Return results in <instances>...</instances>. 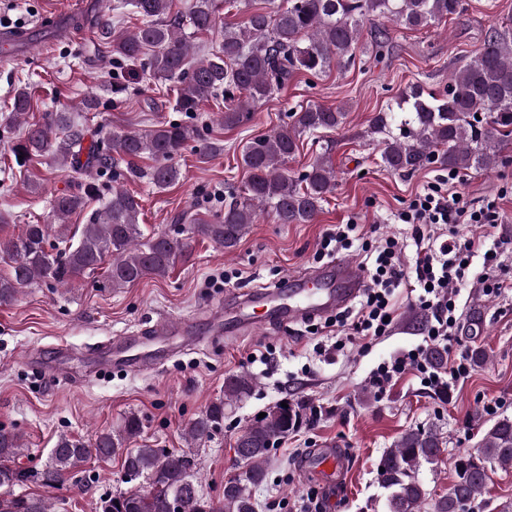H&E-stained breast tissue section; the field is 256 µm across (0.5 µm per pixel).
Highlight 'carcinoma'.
<instances>
[{"mask_svg": "<svg viewBox=\"0 0 512 512\" xmlns=\"http://www.w3.org/2000/svg\"><path fill=\"white\" fill-rule=\"evenodd\" d=\"M142 23L132 30L106 27L104 38L117 63L141 62L150 74L179 84L178 112L193 114L224 92L229 104L216 122L236 127L250 112L295 74L319 76L333 66L347 67L364 53V24L376 25L371 49L380 51L390 39L385 23L406 29L427 28L458 15L463 0H241L248 10L241 24H226L222 44L194 68H187L192 39L213 30L218 23L217 0H127ZM408 107L389 105L370 120L369 133L385 135L381 161L394 173L440 164L450 170H488L498 165L504 146L512 141V30H494L482 47L448 79L440 94H424L419 84L406 93ZM32 97L25 88L16 91L11 112L18 119L31 111ZM481 118H476V115ZM292 122L269 135L249 141L241 164L249 177L238 193L229 194L224 210L212 219H195L187 237L173 240L165 233L144 237L139 224L140 198L112 187L104 193L90 181L76 191H66L51 202L48 224H26L21 234L0 237V259L9 272L0 275V305L11 303L21 289L38 283L71 285L85 274L106 267L103 287L128 288L148 275L165 278L186 255L195 239L208 240L232 251L257 223L273 212L281 224L311 222L327 194L336 185L330 160L317 157L297 180L285 171L301 136L333 131L344 123L340 108L309 104L291 115ZM397 126L399 135H390ZM198 136L189 124L162 122L148 129L111 135V151L96 143L85 144V134L69 112H51L42 123H32L13 145L23 161L48 155L60 167L81 170L91 177L109 171L122 160L137 172L139 159L153 162L150 180L164 191L183 178L173 164L187 144ZM100 201L94 217L82 225L79 239L69 234L71 216ZM65 244L55 255L48 250L50 233ZM255 379L236 374L224 381V397L211 402L186 427L187 441L196 446L207 441L224 422V408L250 394ZM303 421L300 408L276 404L257 424L247 427L235 441V453L245 464L242 475L224 483L220 507L201 494L191 454L124 443L140 435L142 423L134 414L117 429L96 434L89 445L61 435L43 469L24 471L15 459L24 452L22 438L0 430V512H53L51 498L17 495L12 488L27 481L47 488L64 483L91 456L106 460L121 456L124 482L144 480L147 486L115 494L95 503L92 512H256L251 487L265 478L268 453ZM446 441L434 429L411 428L403 432L381 458L379 483L390 491L388 512H424L427 492L418 478L424 465L441 460ZM512 468V417L496 419L482 438L481 447L453 457L454 480L448 493L430 503V512H473L484 494L488 468Z\"/></svg>", "mask_w": 512, "mask_h": 512, "instance_id": "obj_1", "label": "carcinoma"}]
</instances>
